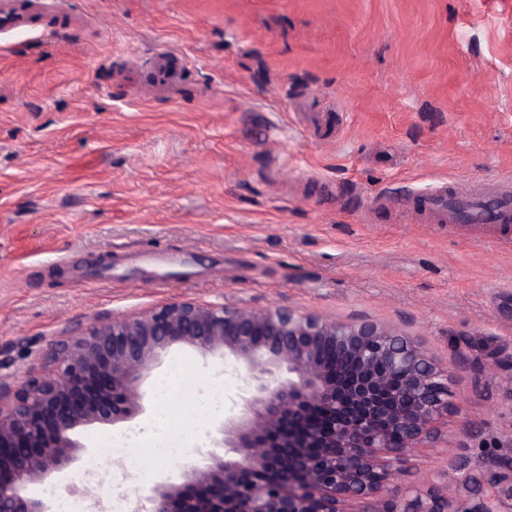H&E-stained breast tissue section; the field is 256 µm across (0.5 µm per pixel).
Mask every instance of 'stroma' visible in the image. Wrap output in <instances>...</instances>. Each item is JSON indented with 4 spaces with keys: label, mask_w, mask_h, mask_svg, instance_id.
I'll use <instances>...</instances> for the list:
<instances>
[{
    "label": "stroma",
    "mask_w": 512,
    "mask_h": 512,
    "mask_svg": "<svg viewBox=\"0 0 512 512\" xmlns=\"http://www.w3.org/2000/svg\"><path fill=\"white\" fill-rule=\"evenodd\" d=\"M0 36V380L96 320L175 300L369 319L434 358L512 354V251L406 206L442 180L512 175V0H67ZM184 67L149 98L153 60ZM394 198L395 210L376 207ZM182 365L239 399L232 364L172 349L130 419L79 431L83 512L155 471L92 477L107 438L149 447L156 382ZM485 422L467 453L512 457V367L456 369ZM188 458L221 413L182 403ZM422 450L403 484L451 466Z\"/></svg>",
    "instance_id": "stroma-1"
}]
</instances>
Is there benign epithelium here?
Listing matches in <instances>:
<instances>
[{
	"instance_id": "1",
	"label": "benign epithelium",
	"mask_w": 512,
	"mask_h": 512,
	"mask_svg": "<svg viewBox=\"0 0 512 512\" xmlns=\"http://www.w3.org/2000/svg\"><path fill=\"white\" fill-rule=\"evenodd\" d=\"M176 346L233 356L241 417L231 408L216 427L229 456L159 473L128 512H506L512 460L461 456L399 488L416 450L437 447L448 416L463 415L449 400L454 367L412 337L372 320L187 300L58 340L51 371L0 389V512H55L31 488L63 481L77 429L140 408L144 373ZM450 483L462 489L454 500Z\"/></svg>"
}]
</instances>
